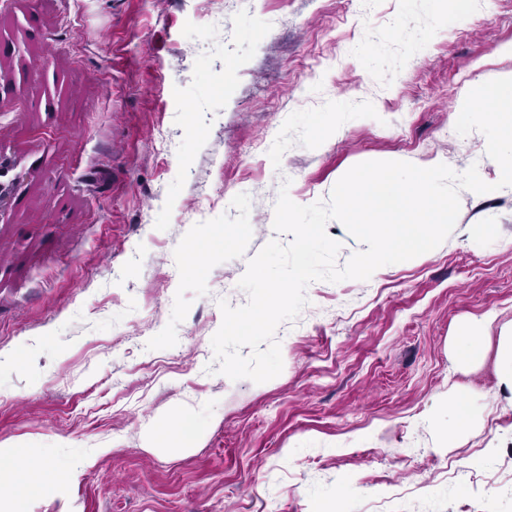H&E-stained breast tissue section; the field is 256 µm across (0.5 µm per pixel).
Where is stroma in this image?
<instances>
[{"mask_svg":"<svg viewBox=\"0 0 512 512\" xmlns=\"http://www.w3.org/2000/svg\"><path fill=\"white\" fill-rule=\"evenodd\" d=\"M510 74L512 0H0V442L87 462L27 512H512V187L461 192L429 253L311 283L277 377L216 373L211 345L290 241L280 190L325 201L384 160L497 182L483 133L442 131ZM187 418L194 441L160 440ZM481 325L476 322L467 324L466 335L458 336L456 343V354L462 364H472L477 362L483 355V348L480 336L477 332ZM497 375L500 384L512 391V327L504 330L499 339ZM470 421L469 401L466 404L465 399H460L449 407L448 422L445 424L442 432L443 436L448 440V443L455 442L459 434L468 426Z\"/></svg>","mask_w":512,"mask_h":512,"instance_id":"stroma-1","label":"stroma"}]
</instances>
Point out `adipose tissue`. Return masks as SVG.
I'll use <instances>...</instances> for the list:
<instances>
[{"label": "adipose tissue", "instance_id": "obj_1", "mask_svg": "<svg viewBox=\"0 0 512 512\" xmlns=\"http://www.w3.org/2000/svg\"><path fill=\"white\" fill-rule=\"evenodd\" d=\"M83 468V461L77 460L62 471L27 472L19 449L6 443L0 445V512H26L25 503L30 495L56 496L78 478Z\"/></svg>", "mask_w": 512, "mask_h": 512}]
</instances>
